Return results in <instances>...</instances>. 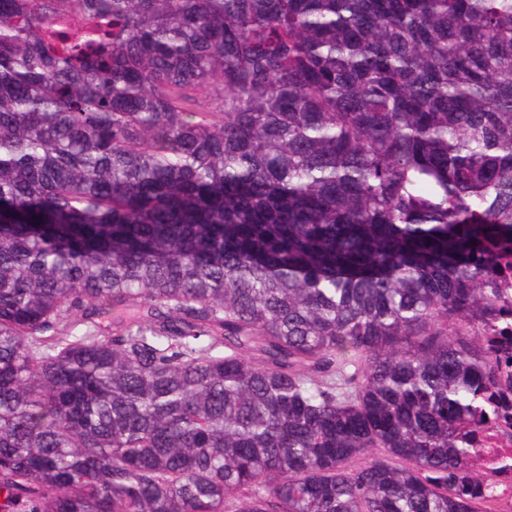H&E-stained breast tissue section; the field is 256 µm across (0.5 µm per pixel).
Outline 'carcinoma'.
<instances>
[{
    "mask_svg": "<svg viewBox=\"0 0 512 512\" xmlns=\"http://www.w3.org/2000/svg\"><path fill=\"white\" fill-rule=\"evenodd\" d=\"M508 326L512 0H0L3 512H497ZM484 434L488 436L485 442H482V446L488 448V451L484 449L483 452L488 464L512 458V436L510 433H504L496 427H491Z\"/></svg>",
    "mask_w": 512,
    "mask_h": 512,
    "instance_id": "cac0c4a2",
    "label": "carcinoma"
}]
</instances>
